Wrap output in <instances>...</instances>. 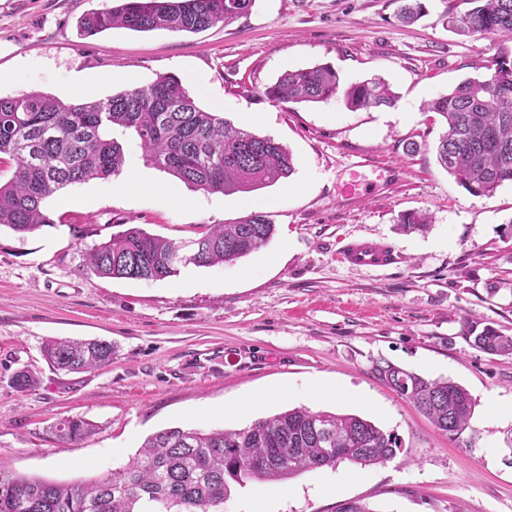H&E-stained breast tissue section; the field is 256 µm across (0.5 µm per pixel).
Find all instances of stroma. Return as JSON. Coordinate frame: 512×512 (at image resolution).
Instances as JSON below:
<instances>
[{
	"label": "stroma",
	"mask_w": 512,
	"mask_h": 512,
	"mask_svg": "<svg viewBox=\"0 0 512 512\" xmlns=\"http://www.w3.org/2000/svg\"><path fill=\"white\" fill-rule=\"evenodd\" d=\"M405 24L398 0H254L248 14L199 33L115 28L78 33L80 18L119 0H0V97L36 91L69 99L66 82L94 101L176 76L199 105L286 145L294 173L250 194L189 187L148 164L124 136V173L163 184L176 201L100 180L48 198L51 224L0 229V464L55 481L91 479L124 466L170 427L237 430L295 407L354 414L401 441L380 465L340 463L286 483L275 512H338L358 500L371 512H512V355H490L461 335L463 321L512 336V183L475 195L438 163L444 130L426 104L461 80L488 75L512 40L459 34L449 15L467 0H424ZM331 64L344 84L378 77L394 105L347 108L343 98L278 103L264 91L286 70ZM416 151H407L408 142ZM367 180L343 200L353 171ZM262 213L273 238L234 261L181 268L158 281L102 278L82 253L136 225L175 242L206 226ZM428 216L400 232L402 214ZM373 239L391 264L353 267L347 244ZM51 338L100 339L116 353L83 374L53 370ZM387 360L449 378L476 401L469 428L435 429L381 381ZM36 373L28 394L12 385ZM349 391L322 399L320 388ZM280 389L272 403L252 396ZM239 404L233 419L218 410ZM97 423L79 447L53 427L65 417Z\"/></svg>",
	"instance_id": "stroma-1"
}]
</instances>
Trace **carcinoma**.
<instances>
[{
  "label": "carcinoma",
  "instance_id": "carcinoma-1",
  "mask_svg": "<svg viewBox=\"0 0 512 512\" xmlns=\"http://www.w3.org/2000/svg\"><path fill=\"white\" fill-rule=\"evenodd\" d=\"M254 0H122L90 12L79 33L92 37L116 26L137 32L204 31L246 15ZM473 7L451 18L468 36L512 39V0H469ZM422 0H402L399 17L424 15ZM342 95L350 109L390 106L396 96L373 79L341 87L329 64L287 70L266 87L280 103L323 102ZM426 110L445 120L437 145L439 164L472 194L490 195L512 183V57L503 53L483 79L467 78ZM130 133L151 165L186 184L226 196L253 192L290 177L289 149L271 137L232 126L201 108L172 75L110 97L75 102L22 93L0 97V156L13 162L0 182V227L30 233L53 220L45 200L66 187L120 173L123 145L114 132ZM275 225L255 212L233 224H214L201 236L177 244L132 226L83 252L84 266L109 278L164 280L179 267L212 266L244 257L273 236ZM462 336L489 354H512V336L467 321ZM42 353L58 371L81 373L112 363V344L99 340L49 339ZM375 372L445 433L469 427L476 402L460 384L431 379L389 361ZM14 388L37 387L28 369L17 370ZM95 425L67 417L54 425L59 441L77 445ZM401 450L397 435L356 415L293 408L237 431L208 433L169 428L149 437L135 457L111 473L79 483L19 474L0 465V512H220L229 481L286 482L301 473L334 467L383 464Z\"/></svg>",
  "mask_w": 512,
  "mask_h": 512
}]
</instances>
